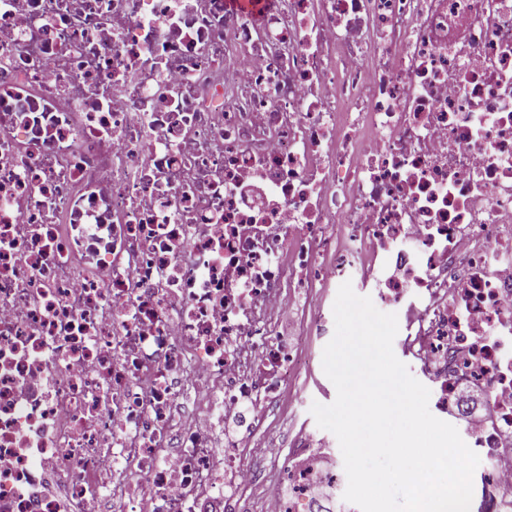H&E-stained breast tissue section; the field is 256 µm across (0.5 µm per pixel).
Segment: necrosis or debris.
Returning a JSON list of instances; mask_svg holds the SVG:
<instances>
[{
    "label": "necrosis or debris",
    "mask_w": 512,
    "mask_h": 512,
    "mask_svg": "<svg viewBox=\"0 0 512 512\" xmlns=\"http://www.w3.org/2000/svg\"><path fill=\"white\" fill-rule=\"evenodd\" d=\"M346 281L512 512V0H0V512L246 490ZM296 450L263 512L339 482Z\"/></svg>",
    "instance_id": "necrosis-or-debris-1"
}]
</instances>
